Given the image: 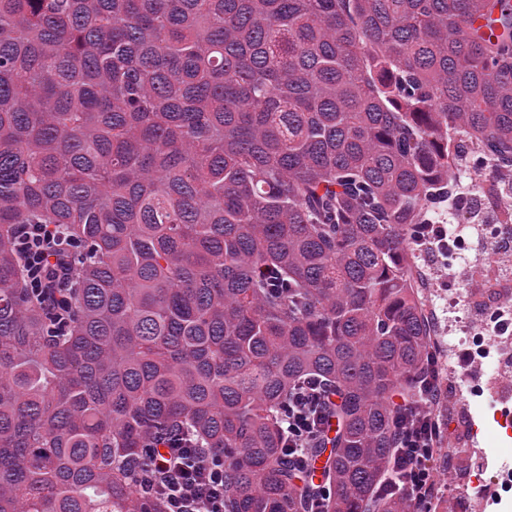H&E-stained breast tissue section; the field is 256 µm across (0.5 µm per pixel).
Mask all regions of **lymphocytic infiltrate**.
Instances as JSON below:
<instances>
[{
  "instance_id": "1",
  "label": "lymphocytic infiltrate",
  "mask_w": 512,
  "mask_h": 512,
  "mask_svg": "<svg viewBox=\"0 0 512 512\" xmlns=\"http://www.w3.org/2000/svg\"><path fill=\"white\" fill-rule=\"evenodd\" d=\"M13 245L22 257L27 286L57 318L64 320V293L71 286L75 244L68 242L53 224H19ZM331 390L312 380L296 388L283 415L288 455L305 465V448L315 440H328L332 419L328 414ZM439 388L424 378L417 395L401 405L406 417L398 429L387 485L395 486L416 503L435 491L440 474L434 466L443 436L434 414ZM154 480L144 483L148 494L161 495L167 512H224V468L210 460L185 434L171 437L164 448L151 451Z\"/></svg>"
}]
</instances>
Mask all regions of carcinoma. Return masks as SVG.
I'll return each mask as SVG.
<instances>
[{"label": "carcinoma", "mask_w": 512, "mask_h": 512, "mask_svg": "<svg viewBox=\"0 0 512 512\" xmlns=\"http://www.w3.org/2000/svg\"><path fill=\"white\" fill-rule=\"evenodd\" d=\"M469 156L512 224V0H0V512H165L176 430L224 512H416L380 485L437 370L418 227ZM17 224L83 246L59 332ZM308 378L318 477L281 429ZM331 389L324 381L312 380L296 387L283 415L287 433L288 457L296 464L308 467L305 448L315 440L328 441L332 421L328 414Z\"/></svg>", "instance_id": "cac0c4a2"}]
</instances>
